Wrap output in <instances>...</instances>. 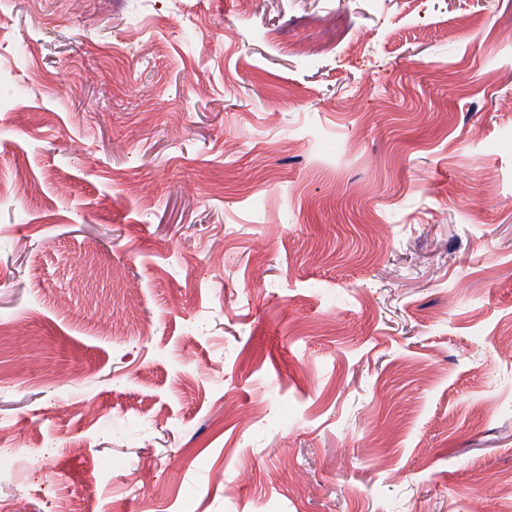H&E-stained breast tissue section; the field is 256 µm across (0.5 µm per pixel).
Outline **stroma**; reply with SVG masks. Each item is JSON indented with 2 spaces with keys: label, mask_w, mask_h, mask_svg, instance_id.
I'll use <instances>...</instances> for the list:
<instances>
[{
  "label": "stroma",
  "mask_w": 512,
  "mask_h": 512,
  "mask_svg": "<svg viewBox=\"0 0 512 512\" xmlns=\"http://www.w3.org/2000/svg\"><path fill=\"white\" fill-rule=\"evenodd\" d=\"M512 0H0V512H512Z\"/></svg>",
  "instance_id": "obj_1"
}]
</instances>
